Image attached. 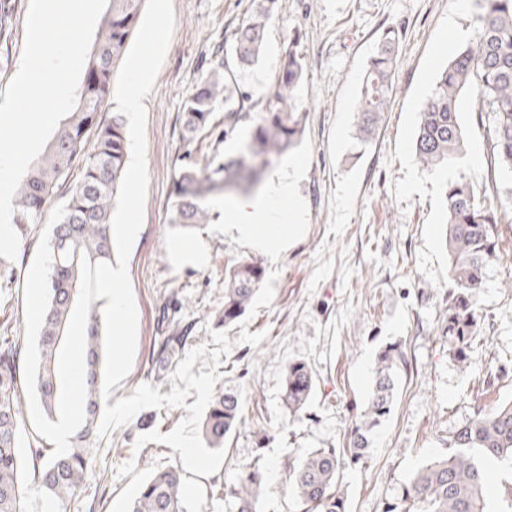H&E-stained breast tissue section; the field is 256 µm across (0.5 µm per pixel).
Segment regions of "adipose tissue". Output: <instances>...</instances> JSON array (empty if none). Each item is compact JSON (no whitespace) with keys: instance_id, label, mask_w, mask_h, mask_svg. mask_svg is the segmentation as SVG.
Segmentation results:
<instances>
[{"instance_id":"ef3b65f1","label":"adipose tissue","mask_w":512,"mask_h":512,"mask_svg":"<svg viewBox=\"0 0 512 512\" xmlns=\"http://www.w3.org/2000/svg\"><path fill=\"white\" fill-rule=\"evenodd\" d=\"M289 192L287 178L271 177L260 195L240 198L225 206L224 222L241 237L253 240L267 254H277L304 219L299 202L281 208L280 202ZM271 224L278 226V234H267L266 229Z\"/></svg>"}]
</instances>
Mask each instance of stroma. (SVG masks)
Returning <instances> with one entry per match:
<instances>
[{"label": "stroma", "instance_id": "stroma-1", "mask_svg": "<svg viewBox=\"0 0 512 512\" xmlns=\"http://www.w3.org/2000/svg\"><path fill=\"white\" fill-rule=\"evenodd\" d=\"M13 10L0 34V94L21 60L28 0ZM176 24L145 108L148 190L143 224L128 262L138 313L133 366L111 398L132 396L140 385L171 393L172 375L187 352L206 345L193 374L217 368L215 392L242 401V422L224 441L219 471L204 477L183 471V512H229L223 491L242 465L264 467L259 512H300L287 465L317 448H346L360 425L376 357L399 345L407 364L396 377L391 412L369 435L360 460L340 471L346 512H386L397 505L413 474L448 456L452 431L477 412L512 402V258L486 271L476 311L477 338L462 369L441 333L448 294L444 190L459 177L484 183L490 161L486 130L476 121L473 96L462 101L466 150L441 172L418 165L412 140L419 113L440 70L474 35L480 7L461 12L456 0H278L265 31L259 63L239 73L251 111L278 89L281 55L299 38L304 76L289 107L306 113L302 142L293 155L302 171L292 190L303 203L300 231L274 258L226 228L223 207L211 223L183 229L168 221L173 181L183 164L180 116L189 93L214 57H230L240 25L255 0H173ZM399 33L397 65L383 123L367 146L355 138L358 91L369 57L387 28ZM42 234L33 228L19 249L16 276L0 281V333L25 332L24 285ZM199 245L203 263L182 256L179 243ZM259 258L278 271L270 306L248 326H224V270ZM226 331L233 347L213 366L211 330ZM265 333L258 346L241 332ZM181 337L169 359L157 349ZM313 370L307 403L290 412L284 403L290 363ZM188 412L148 408L94 439L92 468L67 512H125L152 473L181 468L178 451L155 442L135 448L141 434L173 431Z\"/></svg>", "mask_w": 512, "mask_h": 512}]
</instances>
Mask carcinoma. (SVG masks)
<instances>
[{
    "mask_svg": "<svg viewBox=\"0 0 512 512\" xmlns=\"http://www.w3.org/2000/svg\"><path fill=\"white\" fill-rule=\"evenodd\" d=\"M276 0H260L255 13L236 32L234 67L218 59L206 77L186 97L182 108L181 139L186 163L174 181V201L169 223L190 226L208 224L212 216L206 201L215 194H247L259 189L264 170L299 144L306 113L286 108V102L302 79L305 65L299 43L284 51L278 76V92L260 112L245 106L248 97L238 93L235 72L255 65L264 46L267 22ZM141 0H111V10L87 59L77 107L58 127L48 149L24 174L14 198V224L19 238L27 226L42 220L58 189L66 183L74 165L78 180L69 189L64 218L54 225L50 245L54 262L49 277V307L38 345L40 366L37 393L45 415L58 418L60 383L57 357L79 289V262H112L111 215L113 201L126 169L127 134L124 117L115 113L105 122L100 113L110 92L115 61L123 54L133 32ZM396 34H383L370 58L360 88L357 135L372 140L386 112L392 72L396 66ZM477 98V121L488 126L491 169L512 173V0H481V13L473 40L460 48L440 72L435 88L420 112L413 147L417 163L428 172L448 167L465 152L460 102L464 94ZM224 111V123L214 121ZM250 124L246 153L224 159L219 146L237 128ZM205 133L213 138V152L192 155L191 145ZM96 151L85 155L89 135ZM512 208L507 196L483 198L475 182L466 177L450 181L445 190L448 274L455 288L448 295L442 334L457 362L465 365L477 336L474 299L482 287L487 266L499 259V224ZM70 226L73 237L67 248L57 244L59 229ZM263 279L255 260H243L225 270L224 309L219 321L230 325L247 310ZM24 344L0 336V512H28L22 485L19 428L24 420L19 388L24 381ZM103 319L100 302L93 300L86 325V419L70 437L68 454L49 464L47 450L33 446V483L52 504V512H67L90 463L103 379ZM406 364L396 346L379 352L375 385L363 412L364 425L354 432L351 456L357 460L368 447L366 432L390 411L395 391V369ZM315 387L312 369L304 362L288 366L285 401L299 410ZM242 423L238 395L224 393L211 403L203 422V435L212 448L224 447V438ZM454 451L422 466L402 495V504L388 512H485V489L490 474L487 462L512 463V403L480 413L458 427L451 438ZM340 452L317 448L301 464L288 468L302 512H345L340 493ZM265 472L256 465L243 467L236 483L225 491L234 512H257ZM182 476L171 468L149 476L126 512H182Z\"/></svg>",
    "mask_w": 512,
    "mask_h": 512,
    "instance_id": "cac0c4a2",
    "label": "carcinoma"
}]
</instances>
